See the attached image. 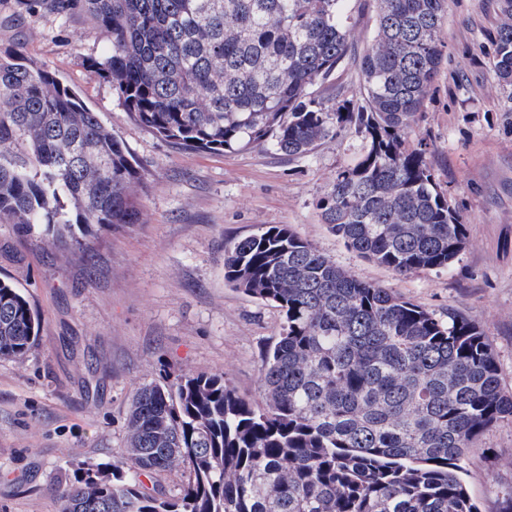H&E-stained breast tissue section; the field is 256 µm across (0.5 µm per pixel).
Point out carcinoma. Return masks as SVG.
Wrapping results in <instances>:
<instances>
[{
    "label": "carcinoma",
    "instance_id": "carcinoma-1",
    "mask_svg": "<svg viewBox=\"0 0 512 512\" xmlns=\"http://www.w3.org/2000/svg\"><path fill=\"white\" fill-rule=\"evenodd\" d=\"M447 0H379L356 99L312 88L344 63L347 0H24L86 11L110 39L90 67L144 127L234 152L306 155L354 125L363 146L329 180L321 220L400 275L445 269L466 229L413 131L442 61ZM493 68L512 86V0H498ZM145 170L98 113L23 48L0 53V220L51 243L94 225L138 224ZM224 280L284 322L266 350L264 407L219 374L186 372L133 396L126 448L78 468L60 512H479L468 443L512 422L492 341L472 319L428 309L336 265L288 225L224 250ZM40 319L0 280V360L34 348ZM184 474L167 494L144 480Z\"/></svg>",
    "mask_w": 512,
    "mask_h": 512
}]
</instances>
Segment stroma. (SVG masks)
<instances>
[{"label":"stroma","instance_id":"35a3bbf8","mask_svg":"<svg viewBox=\"0 0 512 512\" xmlns=\"http://www.w3.org/2000/svg\"><path fill=\"white\" fill-rule=\"evenodd\" d=\"M498 0H448L444 59L410 134L426 143L439 190L466 226L447 269L399 276L345 246L317 201L359 154L355 127L288 157L266 145L232 153L189 149L139 124L88 65L109 46L88 13L60 20L0 0V51L23 45L56 70L147 173L142 221L92 227L80 245L55 248L0 224V278L41 316L34 350L0 360V512H59L74 470L124 448L125 417L142 384L187 371L224 375L262 404L261 366L281 331L271 303L224 280V248L263 225H289L336 264L438 317L475 320L494 344L512 392V86L492 64ZM353 40L325 104L357 94L359 64L375 35L377 0H350ZM465 480L481 512H504L512 492V423L469 447Z\"/></svg>","mask_w":512,"mask_h":512}]
</instances>
